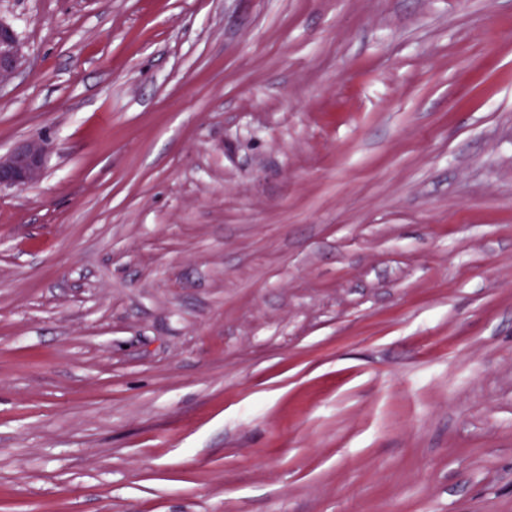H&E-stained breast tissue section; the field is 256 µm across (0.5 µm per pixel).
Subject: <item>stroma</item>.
Here are the masks:
<instances>
[{
    "mask_svg": "<svg viewBox=\"0 0 512 512\" xmlns=\"http://www.w3.org/2000/svg\"><path fill=\"white\" fill-rule=\"evenodd\" d=\"M0 18V512H512V0ZM25 62L14 27L0 18V87L9 84ZM51 145L44 136L30 137L9 153L0 154V190L25 188L45 174Z\"/></svg>",
    "mask_w": 512,
    "mask_h": 512,
    "instance_id": "35a3bbf8",
    "label": "stroma"
}]
</instances>
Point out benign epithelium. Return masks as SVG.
<instances>
[{
    "instance_id": "7a95c632",
    "label": "benign epithelium",
    "mask_w": 512,
    "mask_h": 512,
    "mask_svg": "<svg viewBox=\"0 0 512 512\" xmlns=\"http://www.w3.org/2000/svg\"><path fill=\"white\" fill-rule=\"evenodd\" d=\"M25 62L14 27L0 18V87L9 84ZM51 145L44 136L30 137L9 153L0 154V189L25 188L45 174Z\"/></svg>"
}]
</instances>
